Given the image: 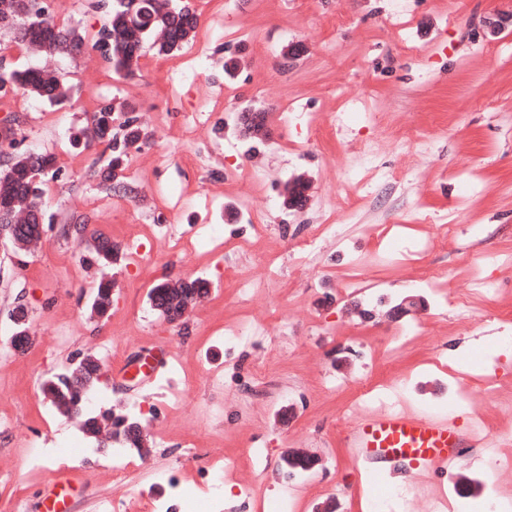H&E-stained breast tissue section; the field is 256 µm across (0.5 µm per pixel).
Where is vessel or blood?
<instances>
[{"instance_id": "b4317fda", "label": "vessel or blood", "mask_w": 512, "mask_h": 512, "mask_svg": "<svg viewBox=\"0 0 512 512\" xmlns=\"http://www.w3.org/2000/svg\"><path fill=\"white\" fill-rule=\"evenodd\" d=\"M347 446L364 461L382 466H429L458 458L463 440L458 430L438 415L384 412L356 422ZM76 477H55L44 493L45 512H68Z\"/></svg>"}]
</instances>
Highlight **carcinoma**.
I'll list each match as a JSON object with an SVG mask.
<instances>
[{
    "mask_svg": "<svg viewBox=\"0 0 512 512\" xmlns=\"http://www.w3.org/2000/svg\"><path fill=\"white\" fill-rule=\"evenodd\" d=\"M43 15L48 24H55L46 6L39 0H0V98L3 99L21 91L27 95L42 99L52 105H62L70 100L73 93L71 86L63 82L55 73L30 67L14 68L2 55L8 45L16 44L34 53L46 52V40L42 32L27 27L33 21L31 14ZM198 27V15L186 3H173L159 8L155 0H112V9L105 25L91 38H86L77 29L68 24L58 26L60 42L53 51L70 50L75 47L100 52L110 64L112 70L122 76H131L138 68L140 57L146 48L157 50L160 54H173L181 51L191 41ZM133 109L124 102L114 104V100L100 99L88 117V124L80 130L84 136L93 129H101L110 122L115 123L104 140V151L108 156L96 171L99 185L106 192L119 197H130L135 188L126 181L124 170L132 149L140 147L148 138V132L132 115ZM11 138H0V148L9 149V164L0 171V208L12 213L19 231L31 232L26 224L30 210L40 204L47 183L58 177L60 167L56 156L40 153L41 171L39 180L34 178L33 153L17 149L18 137L22 128L18 117L12 118ZM88 230V225H82ZM90 231V230H88ZM124 255L119 244L104 232L90 231V244L81 257V263L99 268H117L121 266ZM112 282L101 281L95 292L99 298L97 316L105 318L112 307ZM209 292V282L197 277L183 280L178 287L171 288L166 283L155 285L149 292L158 307V314L178 312L199 295ZM66 371L62 370L48 378L42 384L44 396L49 398L66 387ZM82 432L85 438L96 448L100 447L97 433L102 424L118 426L125 420L122 412L112 408L93 410L82 406Z\"/></svg>",
    "mask_w": 512,
    "mask_h": 512,
    "instance_id": "cac0c4a2",
    "label": "carcinoma"
}]
</instances>
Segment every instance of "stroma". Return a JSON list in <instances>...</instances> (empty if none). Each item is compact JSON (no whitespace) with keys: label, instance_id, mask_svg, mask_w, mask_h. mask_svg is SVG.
I'll use <instances>...</instances> for the list:
<instances>
[{"label":"stroma","instance_id":"35a3bbf8","mask_svg":"<svg viewBox=\"0 0 512 512\" xmlns=\"http://www.w3.org/2000/svg\"><path fill=\"white\" fill-rule=\"evenodd\" d=\"M91 2L49 0V7L57 21L91 36L107 14ZM224 2L189 0L197 14L223 15L225 31L235 37L229 56L236 65L215 80L227 86L237 112L254 101L266 114L261 136L241 120L232 134L244 144L257 138L302 144L303 156L290 162L267 152L251 154L248 162L271 171L286 167L287 180L303 181L309 198L335 202L337 234L277 287L242 301L235 281L264 278L255 256L290 260L304 228L292 219L267 237L249 236L229 267L223 254L207 248L172 250L173 236L189 225L207 218L238 221L232 187L212 214L193 203L179 215L170 211L169 189L193 196L217 184L182 162L186 149L168 75L174 56L145 52L136 75L123 78L90 49L75 56L15 53L14 62L50 66L76 92L62 106L21 93L0 104V119L30 114L24 149L54 153L61 168L42 199L44 238L27 251L0 248V512H44L42 492L57 474L83 482L69 512H102L115 496L125 512H147L154 484L167 471L205 482L228 461L235 464L224 482L230 506L240 488L256 487L290 494L291 512H315L330 498L338 512H370V496L386 486L404 491L403 512H428L443 493L448 512H477L473 500L449 488L444 474L451 471L486 476L500 512H512V344L501 341L512 334V0H239L231 12ZM352 96L365 98L381 124L332 127V114ZM99 98L128 103L150 131L148 155L129 163L125 174L139 192L138 209L170 224L169 234L152 223H129L125 199L99 188L93 170L103 160V145L75 153L72 136L86 126ZM287 103L323 118L318 140L280 123ZM412 133L428 140V150L414 153ZM372 163L407 177L381 204L357 206L347 217L349 199L359 194L348 177ZM448 217L457 228L438 239L436 226ZM83 218L122 244L146 242L150 254L137 267H84L83 243L62 232ZM379 224H400L408 240L434 237L438 243L424 254L394 257L390 238L375 230ZM431 270L446 272L448 293L468 292V312L419 287ZM196 277L213 287L204 303L192 305L185 326L150 310L153 285ZM103 279L114 284L112 309L107 318L92 319L86 302ZM477 279L493 282L495 293L472 292ZM411 295L423 306L388 319L389 307ZM20 302L31 311L33 336L23 354L9 347V314ZM363 310L373 318H360ZM254 319L288 323L287 335L274 339V372L259 386L252 367L266 359V345L243 360L224 351L225 325ZM414 325L418 335L390 353L388 341ZM80 352L105 362L92 407L167 399L160 412L143 415L151 452L130 454L125 482L114 480L111 454L82 446L78 419L61 413L40 390ZM157 352L164 359L152 376L114 378L115 366ZM476 354L482 362L474 371L493 379L494 392L457 401V391L471 384L467 361ZM211 372L224 373L227 382L210 383ZM399 380L410 385L404 413L432 411L437 389H445L449 423L480 435V443L463 449L459 460L425 469H381L356 460L344 446L355 422L349 406L369 385ZM289 404L294 412L283 413ZM60 437L77 440V447H43V440ZM256 446L265 450L258 464L249 457ZM289 448L327 455L313 487L293 493L281 480L278 462Z\"/></svg>","mask_w":512,"mask_h":512}]
</instances>
